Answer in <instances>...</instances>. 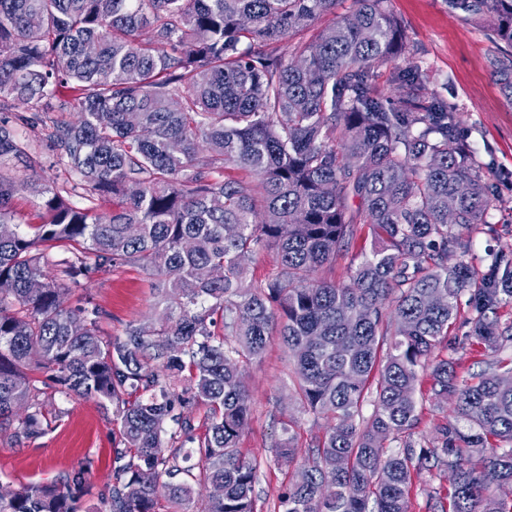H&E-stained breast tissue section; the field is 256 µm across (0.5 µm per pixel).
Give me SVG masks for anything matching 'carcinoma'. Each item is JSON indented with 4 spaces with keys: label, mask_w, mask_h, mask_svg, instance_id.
I'll list each match as a JSON object with an SVG mask.
<instances>
[{
    "label": "carcinoma",
    "mask_w": 512,
    "mask_h": 512,
    "mask_svg": "<svg viewBox=\"0 0 512 512\" xmlns=\"http://www.w3.org/2000/svg\"><path fill=\"white\" fill-rule=\"evenodd\" d=\"M353 4L308 39L336 0H0V112L37 113L0 118V165L28 162L37 132L49 166L68 174L39 190L41 223L25 230L12 200L26 184L0 176V429L41 435L47 389L112 406L124 448L103 512H156L161 488L188 512L192 484L172 482L193 475L180 465L187 442L199 480L224 486L202 512H256L260 462L239 447L251 415L243 367L275 336L300 403L334 420L280 512H411L414 477L444 468L452 492L427 496L425 512H512L498 493L512 485V323L498 316L512 268L448 265L492 200L448 102L420 96L437 78L402 67L407 37L388 0ZM448 6L512 48V0ZM387 65L403 89L395 101L373 84ZM494 76L512 104V56ZM360 224L370 248L351 258L349 281L313 279ZM268 248L277 276L243 287ZM126 264L156 279L169 314L112 339L91 300L68 308L62 296ZM463 297L468 338L490 356L468 376L435 353ZM423 370L430 399L465 426L418 447ZM197 401L208 406L200 434L183 413ZM381 434L402 446L384 450ZM87 492L80 467L0 495V512H77Z\"/></svg>",
    "instance_id": "1"
}]
</instances>
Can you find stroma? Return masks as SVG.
Segmentation results:
<instances>
[{
	"label": "stroma",
	"mask_w": 512,
	"mask_h": 512,
	"mask_svg": "<svg viewBox=\"0 0 512 512\" xmlns=\"http://www.w3.org/2000/svg\"><path fill=\"white\" fill-rule=\"evenodd\" d=\"M388 5L412 46L407 66L429 69L442 79L438 91L454 109L457 132L469 145L494 202L485 224L461 233V246L448 261H467L481 273L497 257L512 261V105L503 98L493 71L494 60L506 46L493 39L483 22L466 21L452 12L446 0H389ZM47 155L40 142L30 168L0 167L1 175L27 185L13 199L20 222L38 223V189L62 185L66 179L64 172L49 167ZM89 294L104 312L99 326L108 336H123L130 324H160L167 314L157 302L151 279L133 264L98 274ZM244 381L252 413L239 446L261 463L255 483L257 512H273L282 486L306 463L329 422L294 401L296 374L280 341H272L260 359L246 366ZM287 422L292 428L286 433L282 427ZM115 430L111 411L95 400L56 396L41 436L19 442L12 430H0V485L17 490L50 483L84 466L89 492L78 510L100 506V492L112 475L114 450L120 445ZM289 433L295 436L296 453L288 463L276 460L275 451Z\"/></svg>",
	"instance_id": "obj_1"
}]
</instances>
